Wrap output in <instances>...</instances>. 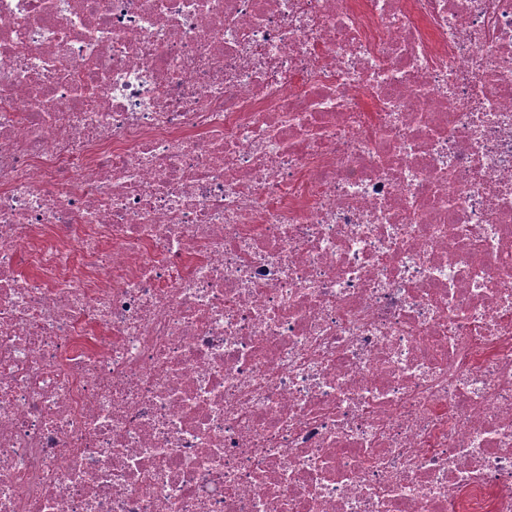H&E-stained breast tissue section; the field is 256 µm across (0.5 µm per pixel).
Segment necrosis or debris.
Masks as SVG:
<instances>
[{"instance_id":"necrosis-or-debris-1","label":"necrosis or debris","mask_w":512,"mask_h":512,"mask_svg":"<svg viewBox=\"0 0 512 512\" xmlns=\"http://www.w3.org/2000/svg\"><path fill=\"white\" fill-rule=\"evenodd\" d=\"M0 512H512V0H0Z\"/></svg>"}]
</instances>
